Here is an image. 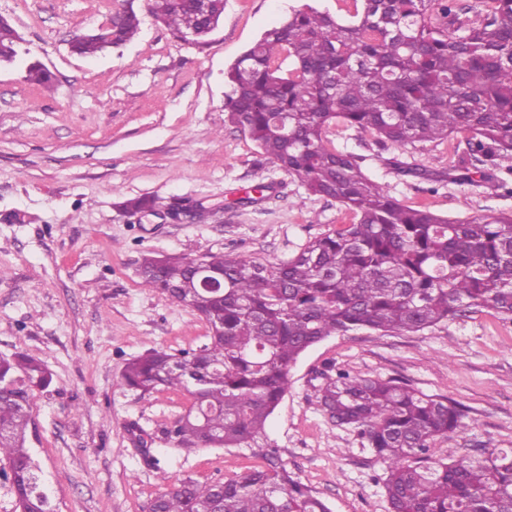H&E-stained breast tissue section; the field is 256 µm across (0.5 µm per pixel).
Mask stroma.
<instances>
[{
	"instance_id": "35a3bbf8",
	"label": "stroma",
	"mask_w": 512,
	"mask_h": 512,
	"mask_svg": "<svg viewBox=\"0 0 512 512\" xmlns=\"http://www.w3.org/2000/svg\"><path fill=\"white\" fill-rule=\"evenodd\" d=\"M224 3L197 46L156 22L147 0H0L22 37L17 60L0 63V358L23 351L52 373L29 446L55 512H148L171 481H223L261 463L246 448L176 447L167 430L188 394L122 385L134 357L208 340L196 311L142 286L144 255L280 263L355 220L262 160L224 110L225 71L295 0ZM123 4L141 19L133 40L93 59L71 52L74 35L107 25ZM34 61L53 74L49 87L25 82ZM469 138L398 147L339 120L326 133L402 204L459 220L512 212V193L493 182L445 179ZM403 165L432 176L402 175ZM137 197L155 213H126L122 202ZM176 202L203 205L206 220L171 222ZM339 370L457 402L465 427L433 441L436 457L512 448V321L486 310L424 332L328 337L291 366L266 431L331 512H389L383 465L316 398L322 376Z\"/></svg>"
}]
</instances>
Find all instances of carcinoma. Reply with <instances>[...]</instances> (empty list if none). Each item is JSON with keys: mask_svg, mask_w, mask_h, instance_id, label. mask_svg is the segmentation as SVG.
I'll return each instance as SVG.
<instances>
[{"mask_svg": "<svg viewBox=\"0 0 512 512\" xmlns=\"http://www.w3.org/2000/svg\"><path fill=\"white\" fill-rule=\"evenodd\" d=\"M353 2L344 17L302 3L265 31L225 72L224 111L264 160L352 211L356 222L282 263L210 252L164 264L142 258V285L191 307L209 336L192 352L153 349L132 359L122 384L142 395L188 393L190 407L168 431L178 447L256 448L263 459L224 482L180 479L149 512H330L265 439L298 357L328 336L361 329L416 333L485 309L512 319V213L456 220L403 205L356 157L324 141L338 118L400 147L468 132L471 166L448 169V180L476 173L505 186L512 0H480L474 20L458 0ZM149 11L176 37L192 35L201 45L224 0H211L207 12L194 0H149ZM139 26L124 7L71 51L94 57L103 44L131 40ZM19 41L10 21L0 23V55L17 54ZM24 79L46 86L53 74L32 64ZM278 117L286 120L282 129ZM200 265L224 275V289L199 288ZM51 382L46 366L25 352L0 359V454L17 512H53L27 448L35 390ZM317 393L329 418L357 430L385 466L391 512H512V448L481 460L434 457L435 438L464 428L448 398L346 371L327 377Z\"/></svg>", "mask_w": 512, "mask_h": 512, "instance_id": "obj_1", "label": "carcinoma"}]
</instances>
